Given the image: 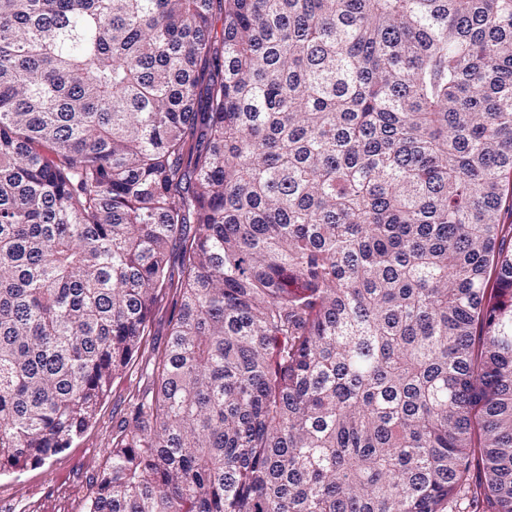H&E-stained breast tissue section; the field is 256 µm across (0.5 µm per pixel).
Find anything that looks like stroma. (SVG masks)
Here are the masks:
<instances>
[{
    "label": "stroma",
    "instance_id": "obj_1",
    "mask_svg": "<svg viewBox=\"0 0 512 512\" xmlns=\"http://www.w3.org/2000/svg\"><path fill=\"white\" fill-rule=\"evenodd\" d=\"M172 297V290L161 292L145 347L125 375L112 382L95 420L71 447L45 464L0 475V512H81L90 478L107 461L113 429L127 417L133 395L146 385L169 340Z\"/></svg>",
    "mask_w": 512,
    "mask_h": 512
}]
</instances>
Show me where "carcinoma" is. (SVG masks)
I'll return each mask as SVG.
<instances>
[{"label": "carcinoma", "instance_id": "cac0c4a2", "mask_svg": "<svg viewBox=\"0 0 512 512\" xmlns=\"http://www.w3.org/2000/svg\"><path fill=\"white\" fill-rule=\"evenodd\" d=\"M506 201L512 0H0V475L174 287L84 512H512Z\"/></svg>", "mask_w": 512, "mask_h": 512}]
</instances>
